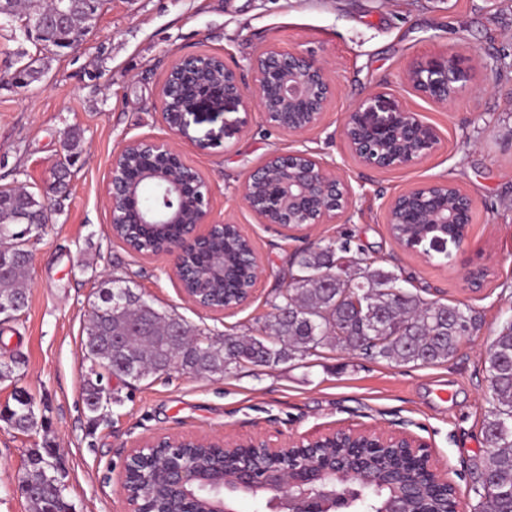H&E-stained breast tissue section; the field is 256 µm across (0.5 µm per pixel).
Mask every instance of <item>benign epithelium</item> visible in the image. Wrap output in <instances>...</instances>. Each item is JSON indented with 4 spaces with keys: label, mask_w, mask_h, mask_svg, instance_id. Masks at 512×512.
<instances>
[{
    "label": "benign epithelium",
    "mask_w": 512,
    "mask_h": 512,
    "mask_svg": "<svg viewBox=\"0 0 512 512\" xmlns=\"http://www.w3.org/2000/svg\"><path fill=\"white\" fill-rule=\"evenodd\" d=\"M199 56L178 59L170 66L159 90L161 120L167 136L127 142L114 156L105 196L110 212V231L127 223L119 209L136 202L149 187L157 191L154 205L138 213L137 224L158 229L182 225L180 236L167 239L158 249L128 250L139 256H166L169 271L182 282L185 258L205 245L213 228L231 227L249 243L254 279H259V255L239 225L209 219L214 187L195 173L191 188L195 206L188 213L182 205L185 185L175 164L185 160L180 144L193 141L189 117L198 112H241L231 131L244 132L252 113L265 118L299 113L301 121L277 124L290 137L301 135L322 122L336 84L327 64L298 49L269 47L250 64L251 80L227 65L216 76V87L195 90L200 82ZM404 83L414 92L446 107L465 97L479 104L486 88L473 83L472 68L459 56L440 51L424 63L410 65ZM339 136L351 156L363 167H408L438 148L437 131L385 91H371L343 113ZM145 152L163 160L138 182L123 174L129 151ZM243 206L259 224L283 228L302 224H334L348 220L355 211L356 194L335 166L312 155L292 151L275 154L249 171L238 187ZM474 208L473 199L449 181L430 179L392 198L386 206V223L460 224ZM366 445L372 451L366 463L347 454L329 461L317 454L328 443ZM159 448H222L238 462L218 476L203 473L186 457L166 470L146 475L172 504L171 512H237V496L247 493L265 500L268 512H350L354 501L369 489L384 486L388 494L379 512H459L456 487L437 467L428 445L405 428L381 430L334 427L317 435L274 443L262 435L247 440H211L196 436H156L130 449L124 474Z\"/></svg>",
    "instance_id": "7a95c632"
}]
</instances>
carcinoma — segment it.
Wrapping results in <instances>:
<instances>
[{
  "label": "carcinoma",
  "instance_id": "cac0c4a2",
  "mask_svg": "<svg viewBox=\"0 0 512 512\" xmlns=\"http://www.w3.org/2000/svg\"><path fill=\"white\" fill-rule=\"evenodd\" d=\"M4 9L17 17L20 5L27 16L44 11L43 0H3ZM85 0H54L52 8L65 6L70 22L64 29L51 25L39 38L42 49L52 52L67 43L80 42L92 18L84 10ZM49 205L31 191L0 189V258L10 273L0 277V301L24 302L23 282L29 274L32 250L19 245L24 226L48 218ZM464 224H394L395 238L405 247L421 240L461 237ZM242 242L235 236L219 234L207 250L190 255L192 264L204 263L211 254L224 258L231 270L223 282L191 281L186 287L214 305L233 303L239 286L251 275V269L238 262ZM342 246L318 244L295 255L300 275L293 278L287 295L272 305L266 316L267 336H243L226 341L220 336L189 326L176 314L138 304V292L122 280L101 282L98 295L111 291L125 295L124 305L112 312L107 321L97 318L87 328L85 351L96 347L103 362L121 378L140 380L159 372L169 359L180 357L190 371L222 375L242 362L277 367L301 358L325 346L346 347L351 339L356 349L370 359H384L398 365L434 364L455 357L463 340L477 327V318L467 307L440 301H428L420 294L404 289L391 294L388 289L400 280L395 271L367 266L345 270L336 267V251ZM362 285L370 315L354 314L340 297L347 283ZM206 336L204 342H192V336ZM126 337L121 350L113 351L110 339ZM484 367L490 384L492 408L485 420V433L492 446L479 476L481 497L488 499L491 512H512V322L505 324L490 344ZM100 380L84 383L87 410L98 415ZM14 407L8 409V421L21 431L38 427L36 404L26 392L15 394ZM22 482L31 492L27 496L34 512H67L65 485L50 451L34 449Z\"/></svg>",
  "mask_w": 512,
  "mask_h": 512
}]
</instances>
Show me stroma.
<instances>
[{"mask_svg": "<svg viewBox=\"0 0 512 512\" xmlns=\"http://www.w3.org/2000/svg\"><path fill=\"white\" fill-rule=\"evenodd\" d=\"M271 46L326 60L336 97L320 126L299 137L258 113L233 136L234 113L191 117L194 141L182 153L215 189L211 217L239 224L262 267L249 304L231 314L203 310L184 299L166 258L134 255L110 234L104 189L112 156L127 141L165 137L158 93L175 60L214 54L245 73ZM40 51L0 30V188L28 186L52 208L32 247L27 305L13 317L0 315V360H19L0 379V412L22 390L42 417L26 432L0 419V512H32L18 485L33 448L52 449L75 512H124V459L149 437L281 442L334 426L397 422L429 444L456 485L461 512H479L473 486L490 446L484 352L512 321V0H103L80 47L50 55L41 81L19 87L4 79L21 56ZM440 51L469 58L475 81L488 85L478 107L464 100L440 107L406 87L407 67ZM382 88L440 134L437 150L406 169L360 166L338 134L343 113ZM72 130L81 142L71 156L70 190L60 196L48 186ZM288 151L309 153L347 178L356 193L350 221L317 225L308 236L257 223L237 189L247 172ZM429 179L450 181L475 202L468 235L448 258L403 249L385 222L392 197ZM323 240L347 242L352 268L392 269L425 299L464 303L478 330L454 359L435 365L325 347L274 368L243 364L221 376L173 370L140 381L114 377L111 411L92 419L84 404V340L103 277L131 281L194 328L257 335L298 272L295 254ZM478 268L485 277L475 290L466 274Z\"/></svg>", "mask_w": 512, "mask_h": 512, "instance_id": "stroma-1", "label": "stroma"}]
</instances>
